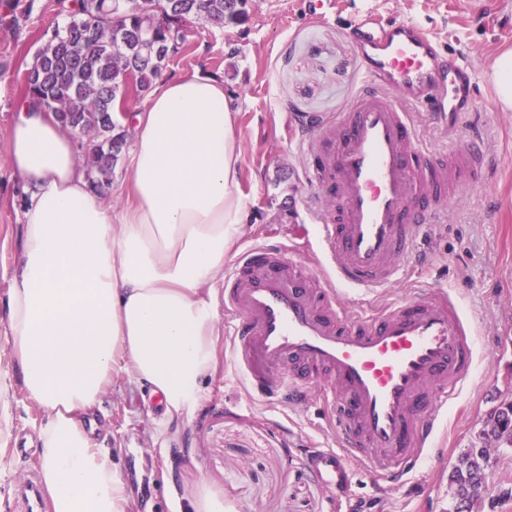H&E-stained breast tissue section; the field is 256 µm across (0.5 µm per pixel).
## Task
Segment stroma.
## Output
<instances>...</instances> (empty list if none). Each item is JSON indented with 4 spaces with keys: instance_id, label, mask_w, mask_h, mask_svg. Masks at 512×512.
<instances>
[{
    "instance_id": "obj_1",
    "label": "stroma",
    "mask_w": 512,
    "mask_h": 512,
    "mask_svg": "<svg viewBox=\"0 0 512 512\" xmlns=\"http://www.w3.org/2000/svg\"><path fill=\"white\" fill-rule=\"evenodd\" d=\"M245 24L218 29L190 24L183 50L163 72L175 78L201 70L224 82L238 111L239 188L244 223L224 261L232 267L248 248L279 244L287 257L324 276L315 190L304 166L310 131L304 116L327 123L344 112L367 81L352 28L363 12L420 23L473 68L476 106L463 120L478 128L491 167L481 186L447 204L445 223L428 228L422 264L404 262L396 284L350 293L355 313H376L430 288L447 289L474 328L476 366L449 402L433 448L403 486L380 469L354 463L345 496L318 482L305 464L308 449L336 445L319 398L271 405L240 380L225 334L217 336L218 365L203 383L193 414L169 421L150 387L116 379L91 413L106 433L112 463L127 485L130 512H191L208 488L224 512H448V474L477 440L489 413L512 401V111L488 83L491 66L512 48V0H249ZM57 0H33L18 30L0 32V299L10 286L19 251L18 180L9 165L14 111L24 75L47 30L64 25ZM13 425L0 437V512H15L18 486L39 467L36 431L44 414L23 387L11 397ZM494 512H512V449L488 442Z\"/></svg>"
}]
</instances>
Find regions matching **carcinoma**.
<instances>
[{"mask_svg":"<svg viewBox=\"0 0 512 512\" xmlns=\"http://www.w3.org/2000/svg\"><path fill=\"white\" fill-rule=\"evenodd\" d=\"M248 0H59L69 23L55 28L25 74V94L42 101L60 123L99 144L86 164L92 186L109 181L124 135L113 113L162 77L169 58L185 45L187 22L222 29L241 25ZM20 0H3L0 24L15 31ZM492 439L512 448V401L493 410L478 441L463 452L448 475L453 512H467L472 495L489 472L483 446Z\"/></svg>","mask_w":512,"mask_h":512,"instance_id":"1","label":"carcinoma"}]
</instances>
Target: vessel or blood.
Segmentation results:
<instances>
[{"instance_id":"vessel-or-blood-1","label":"vessel or blood","mask_w":512,"mask_h":512,"mask_svg":"<svg viewBox=\"0 0 512 512\" xmlns=\"http://www.w3.org/2000/svg\"><path fill=\"white\" fill-rule=\"evenodd\" d=\"M354 37L367 83L308 147L325 281L268 246L245 250L224 277L229 352L246 388L279 402L316 385L335 406L340 445L310 451L308 468L339 490L356 460L401 482L474 364L472 329L444 290L355 318L340 292L395 281L462 175L487 168L481 137L456 133L475 92L459 57L411 21L364 19ZM423 109L455 132L446 150L421 142L414 113ZM17 510L48 512L36 472L19 488Z\"/></svg>"}]
</instances>
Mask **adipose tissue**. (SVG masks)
Wrapping results in <instances>:
<instances>
[{
  "instance_id": "1",
  "label": "adipose tissue",
  "mask_w": 512,
  "mask_h": 512,
  "mask_svg": "<svg viewBox=\"0 0 512 512\" xmlns=\"http://www.w3.org/2000/svg\"><path fill=\"white\" fill-rule=\"evenodd\" d=\"M121 125L132 205L117 221L53 112L21 99L11 128L25 202L0 431L12 426L21 375L44 413L40 477L54 512H128L124 480L83 424L115 377L150 385L168 419L198 405L217 368L212 284L244 220L237 112L223 81L198 72L164 81Z\"/></svg>"
}]
</instances>
